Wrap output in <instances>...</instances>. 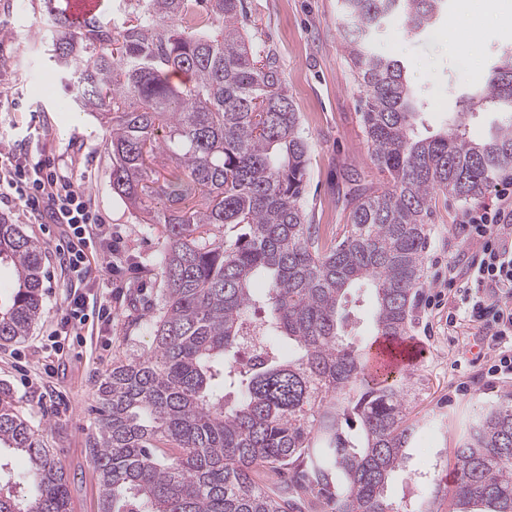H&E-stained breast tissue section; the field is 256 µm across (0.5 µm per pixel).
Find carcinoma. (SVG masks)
Segmentation results:
<instances>
[{"instance_id": "cac0c4a2", "label": "carcinoma", "mask_w": 512, "mask_h": 512, "mask_svg": "<svg viewBox=\"0 0 512 512\" xmlns=\"http://www.w3.org/2000/svg\"><path fill=\"white\" fill-rule=\"evenodd\" d=\"M75 30L48 12L51 58L73 104L107 131L112 192L163 224L155 352L112 364L88 441L100 512H433L388 493L413 439L409 382L365 374L344 338L350 290L374 293L375 335L404 336L436 193L467 203L512 169V52L461 96L506 116L486 138L463 121L413 137L415 91L400 60L368 49L389 17L414 34L442 0H342L341 37L366 92L362 122L387 185L357 194L342 239L322 243L303 206L309 141L274 53L243 27V0H115ZM187 81L172 85L168 77ZM167 202L162 213L152 201ZM0 344L42 315V253L0 220ZM265 284L254 288L256 281ZM260 312L267 356L237 367L243 320ZM28 456V491L0 483V512H69L68 478L0 386V449ZM285 477L268 486L265 471ZM455 512H512V400L455 451Z\"/></svg>"}]
</instances>
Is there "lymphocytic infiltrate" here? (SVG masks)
Returning a JSON list of instances; mask_svg holds the SVG:
<instances>
[{
	"label": "lymphocytic infiltrate",
	"mask_w": 512,
	"mask_h": 512,
	"mask_svg": "<svg viewBox=\"0 0 512 512\" xmlns=\"http://www.w3.org/2000/svg\"><path fill=\"white\" fill-rule=\"evenodd\" d=\"M495 204L465 211L462 225L477 255L464 279L449 275V322L476 326L488 353L487 375L512 379V180L496 185ZM0 205L60 225L66 237L61 262L70 288L51 332V350L112 325V277L124 258L119 238L95 201L59 159L29 157L0 148Z\"/></svg>",
	"instance_id": "obj_1"
}]
</instances>
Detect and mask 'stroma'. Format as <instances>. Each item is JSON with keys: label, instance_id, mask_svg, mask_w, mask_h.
Returning a JSON list of instances; mask_svg holds the SVG:
<instances>
[{"label": "stroma", "instance_id": "1", "mask_svg": "<svg viewBox=\"0 0 512 512\" xmlns=\"http://www.w3.org/2000/svg\"><path fill=\"white\" fill-rule=\"evenodd\" d=\"M244 22L256 47L275 53L282 78L311 142L305 209L326 237L348 222L351 178L365 185L386 183L372 162L360 118L364 93L355 81L340 29L341 0H246ZM45 0H0V146H22L31 156L62 158L86 184L103 218L123 239L125 264L115 276L112 329L90 345L65 350L56 375L49 364L47 333L64 305L66 288L56 246L59 225L39 224L20 213L43 253V313L23 338L0 345V383L42 436L69 477L70 512H99L98 473L87 450L96 431L97 387L114 361L148 353L154 337L146 326L158 300L154 273L165 243V227L141 223L137 211L112 191L105 128L92 116L69 126L71 109L53 79ZM512 43V0H445L427 31L404 35L394 21L373 34V51L403 63L422 104L417 132L446 131L460 93L484 79L503 46ZM466 204L441 195L432 200L434 231L426 248L427 284L417 292L408 334L429 350L411 380L419 395L410 409L416 426L405 467L389 484L397 504L432 501L434 512H452L449 497L432 499L435 480L451 474L464 425L504 399L512 380L487 383L485 360L477 356L478 331L449 325L448 302L437 299V280L449 267L465 272L473 250L462 241ZM461 369H452L455 359Z\"/></svg>", "mask_w": 512, "mask_h": 512}]
</instances>
